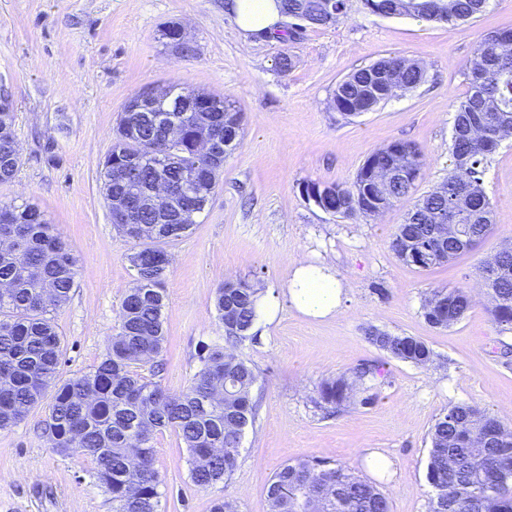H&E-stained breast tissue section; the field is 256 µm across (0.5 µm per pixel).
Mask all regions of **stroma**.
<instances>
[{
  "mask_svg": "<svg viewBox=\"0 0 512 512\" xmlns=\"http://www.w3.org/2000/svg\"><path fill=\"white\" fill-rule=\"evenodd\" d=\"M226 0H0V88L14 99L22 165L0 183V204L31 200L79 260L71 297L55 313L64 340L61 375L88 373L102 359L134 282L129 243L111 222L99 169L127 99L179 83L227 97L243 116V138L224 159L219 186L189 234L171 247L163 311L160 372L142 367L169 394L187 388L202 348L224 342L214 309L226 278H244L273 299L274 321L257 320L240 350L260 371L257 416L227 487L203 488L189 476L188 453L172 430L156 432L159 512H211L234 499L239 512H270L266 489L278 469L309 457L349 467L385 493L391 512H428L429 432L448 407L473 404L512 426V357L494 354L499 335L491 301L480 297L458 323L429 326L422 306L436 289L478 285L483 263L512 247V140L491 156L483 176L494 229L448 265L422 270L390 246L397 224L448 176L453 105L467 96L470 63L492 31L512 28V0H489L476 19L448 26L384 17L348 0L333 27L293 40L244 33ZM182 23L192 52L160 36ZM293 64L281 70L279 58ZM420 62L422 83L373 111L346 116L329 107L339 80L375 61ZM415 144L425 166L410 194L375 219H343L302 193L310 181L352 184L376 149ZM327 265L342 284L330 316L294 306L298 264ZM375 326L423 339L431 363L388 358L366 339ZM377 363L371 392L355 389L338 408L319 404L322 381L353 377ZM49 401L0 431V512H112V497L78 448L57 453L43 428ZM388 465L375 467L374 457Z\"/></svg>",
  "mask_w": 512,
  "mask_h": 512,
  "instance_id": "obj_1",
  "label": "stroma"
}]
</instances>
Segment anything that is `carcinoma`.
<instances>
[{
	"label": "carcinoma",
	"mask_w": 512,
	"mask_h": 512,
	"mask_svg": "<svg viewBox=\"0 0 512 512\" xmlns=\"http://www.w3.org/2000/svg\"><path fill=\"white\" fill-rule=\"evenodd\" d=\"M386 16H409L449 24L477 17L485 0H435L447 5L446 19L425 7L427 0H373ZM281 14L303 11L304 26L327 27L347 14V0H336V12L323 0H278ZM478 62L489 79L470 82V92L454 105L448 148V177L423 197L398 225L391 247L409 265L427 270L445 266L484 242L492 233V204L483 187L486 164L505 140L512 139V37L499 42L489 35L478 48ZM397 56L359 68L336 84L330 109L347 116L363 107L376 108L390 98L388 74L412 89L424 79L423 69L402 67ZM197 93L170 85L154 102L159 122L183 126L180 140L168 149L182 165L202 168L208 160L194 150V135L205 124L236 109L230 99L210 95L206 112L169 110L168 100L196 98ZM144 112H123L113 133L100 180L107 204L120 187L112 180V163L130 153L142 156L141 179L156 177L158 149L155 127ZM14 113L0 112V182L14 178L21 156L14 149ZM422 151L415 144L394 141L373 151L349 185H336L329 198L334 215L346 219L371 217L406 197L414 187L415 171L423 170ZM403 166L405 183L389 185L379 195L367 180L368 164ZM219 175L200 177L192 198L215 192ZM10 223H0V239L13 250L0 252V430L22 421L48 392H53L48 430L52 448L65 455L81 448L96 463L99 483L112 496L113 512H158V471L153 436L171 429L190 457V478L209 488L227 484L236 467L242 438L253 426L256 403L252 392L260 377L256 367L235 348L254 338L259 289L244 279L225 281L218 289L215 310L224 330L223 347L207 349L191 384L177 397L137 372L161 356L164 333L163 288L171 260L169 247L190 230L188 224H158L145 210L135 234L126 225L115 228L132 247L128 254L134 284L121 303L117 332L93 371L61 378L62 339L53 314L70 297L78 275L77 260L38 205L23 201L8 205ZM495 277H484L491 298L490 313L499 332H512V251L501 249L491 258ZM470 290H436L424 300L423 316L434 328H448L472 307ZM368 341L390 358L414 366L432 361L434 351L421 338L395 335L370 326ZM353 385L340 375L321 384V401L336 407L350 401ZM427 481L432 488L429 512H512V428L470 404L448 407L430 430ZM271 512H390L388 498L371 482L348 468L311 457L283 465L266 490Z\"/></svg>",
	"instance_id": "obj_1"
}]
</instances>
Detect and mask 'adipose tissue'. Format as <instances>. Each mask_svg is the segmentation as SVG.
Here are the masks:
<instances>
[{"label":"adipose tissue","instance_id":"ef3b65f1","mask_svg":"<svg viewBox=\"0 0 512 512\" xmlns=\"http://www.w3.org/2000/svg\"><path fill=\"white\" fill-rule=\"evenodd\" d=\"M236 24L246 32H274L281 19L276 0H231L228 6ZM342 288L326 267L299 265L294 270L290 295L301 312L315 317L334 313Z\"/></svg>","mask_w":512,"mask_h":512}]
</instances>
